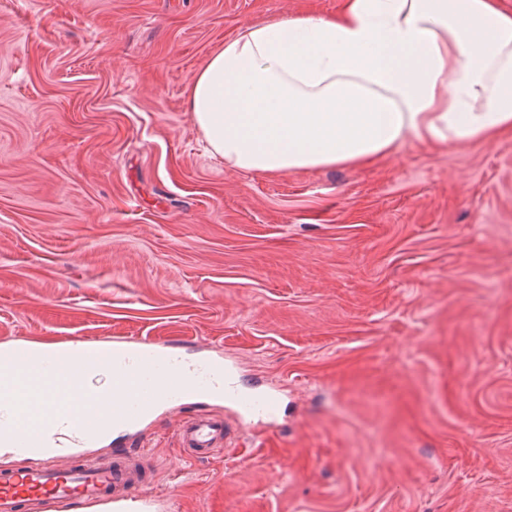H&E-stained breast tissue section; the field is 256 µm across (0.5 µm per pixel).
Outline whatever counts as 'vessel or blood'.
Wrapping results in <instances>:
<instances>
[{"instance_id": "1", "label": "vessel or blood", "mask_w": 512, "mask_h": 512, "mask_svg": "<svg viewBox=\"0 0 512 512\" xmlns=\"http://www.w3.org/2000/svg\"><path fill=\"white\" fill-rule=\"evenodd\" d=\"M30 356V347L14 346L0 353V370L24 374ZM80 362L111 375L108 416L96 411V395L86 380L75 377ZM52 371L63 379L56 395L66 413L48 408L33 417L35 402L49 397L37 386L9 397L7 404L14 420L27 422L15 447L38 448L51 439L58 451L34 466L0 468V512H163L170 500L155 488L145 449L117 450L103 460L75 459L74 449L94 445L104 425L136 430L160 409L181 411L200 390L222 394L242 427L274 425L280 410L275 392L242 389L235 370L222 361L189 362L175 347L148 339L90 344L80 359L63 350L53 356ZM179 440L188 456L205 459L230 446V427L223 416L197 413L182 421Z\"/></svg>"}]
</instances>
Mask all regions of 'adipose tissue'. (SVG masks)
<instances>
[{
  "label": "adipose tissue",
  "mask_w": 512,
  "mask_h": 512,
  "mask_svg": "<svg viewBox=\"0 0 512 512\" xmlns=\"http://www.w3.org/2000/svg\"><path fill=\"white\" fill-rule=\"evenodd\" d=\"M188 108L225 167L366 168L401 141L512 132V12L500 0H343L333 16L239 27Z\"/></svg>",
  "instance_id": "obj_1"
}]
</instances>
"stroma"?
<instances>
[{
	"label": "stroma",
	"mask_w": 512,
	"mask_h": 512,
	"mask_svg": "<svg viewBox=\"0 0 512 512\" xmlns=\"http://www.w3.org/2000/svg\"><path fill=\"white\" fill-rule=\"evenodd\" d=\"M342 0H0V348L173 342L279 389L171 512H512V135L225 169L187 92L237 28Z\"/></svg>",
	"instance_id": "35a3bbf8"
}]
</instances>
